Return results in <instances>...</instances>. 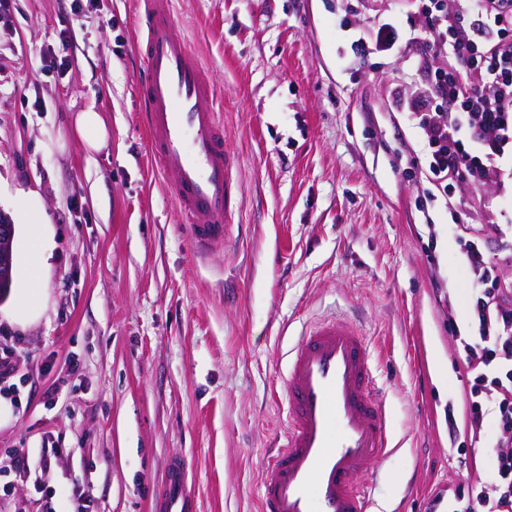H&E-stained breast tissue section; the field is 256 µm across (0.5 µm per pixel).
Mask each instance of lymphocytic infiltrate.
I'll return each mask as SVG.
<instances>
[{"label":"lymphocytic infiltrate","mask_w":512,"mask_h":512,"mask_svg":"<svg viewBox=\"0 0 512 512\" xmlns=\"http://www.w3.org/2000/svg\"><path fill=\"white\" fill-rule=\"evenodd\" d=\"M423 34L381 24L385 52L430 45L462 57L465 67H433L412 105L424 136L427 178L442 198L457 184L512 179V0H412ZM463 262L473 276L474 332L452 338L465 365L466 412L473 430L493 421L494 477L448 492L453 512H512V283L501 281L480 232L462 227Z\"/></svg>","instance_id":"f902f5d3"}]
</instances>
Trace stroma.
<instances>
[{"mask_svg":"<svg viewBox=\"0 0 512 512\" xmlns=\"http://www.w3.org/2000/svg\"><path fill=\"white\" fill-rule=\"evenodd\" d=\"M140 11L0 0V214L30 193L43 205L16 227L0 303V512H153L176 453L198 512H258L287 352L335 313L360 320L390 409L378 512H448L450 487L490 474L448 333L470 321L454 225L484 229L502 254L493 225L512 182L436 196L409 114L418 52L370 38L406 21L404 0H173L239 162L242 237L207 259L149 159ZM88 109L111 132L97 151L73 126Z\"/></svg>","mask_w":512,"mask_h":512,"instance_id":"obj_1","label":"stroma"}]
</instances>
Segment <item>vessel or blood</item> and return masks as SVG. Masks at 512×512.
<instances>
[{"instance_id":"b4317fda","label":"vessel or blood","mask_w":512,"mask_h":512,"mask_svg":"<svg viewBox=\"0 0 512 512\" xmlns=\"http://www.w3.org/2000/svg\"><path fill=\"white\" fill-rule=\"evenodd\" d=\"M137 41L142 121L193 251L236 243L241 191L224 145L217 90L174 22L172 0H142ZM284 428L261 471L259 512H373L368 480L392 448L390 417L362 327L341 315L307 325L288 352ZM156 512H197L190 470L174 458Z\"/></svg>"}]
</instances>
